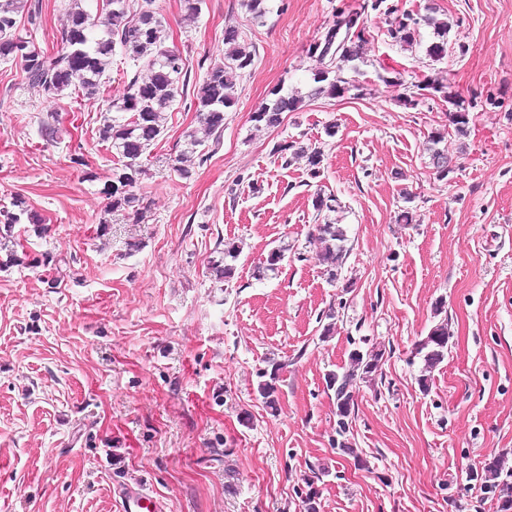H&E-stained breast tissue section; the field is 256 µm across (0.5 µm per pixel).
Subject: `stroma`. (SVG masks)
<instances>
[{
  "instance_id": "stroma-1",
  "label": "stroma",
  "mask_w": 512,
  "mask_h": 512,
  "mask_svg": "<svg viewBox=\"0 0 512 512\" xmlns=\"http://www.w3.org/2000/svg\"><path fill=\"white\" fill-rule=\"evenodd\" d=\"M41 3L18 32L49 50L65 0ZM155 8L189 70L142 161V220L102 192L112 155L97 130L126 92L121 69L101 100H49L0 60V210L19 196L45 221L0 236V512H122L119 488L160 512H304L312 489L319 512H496L479 474L501 453L512 468V0H269L260 22L242 0H203L192 24L182 0ZM350 10L367 25L340 73L350 88L310 95V48ZM404 13L448 23L443 58L426 54L427 25L413 47L391 39ZM228 27L254 64L183 179L174 159ZM277 89L299 107L256 128ZM292 142L321 150L318 169L280 157ZM318 194L334 211H315ZM325 222L347 236L333 276L317 258ZM19 245L30 262L2 266ZM229 246L235 274L219 283L210 262ZM278 248V268L256 274ZM443 320L448 357L424 390L415 349ZM356 348L384 357L342 436L327 382ZM272 360L273 410L258 393Z\"/></svg>"
}]
</instances>
